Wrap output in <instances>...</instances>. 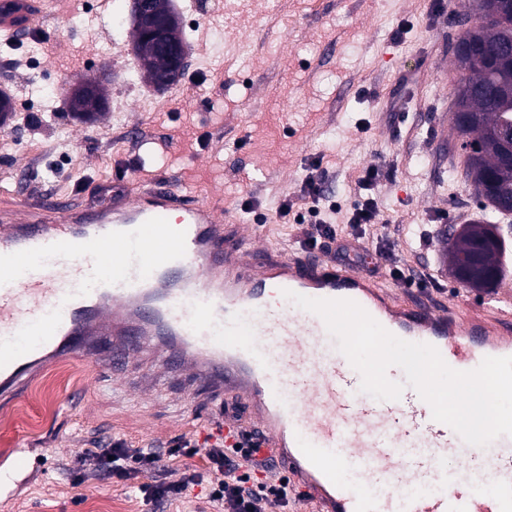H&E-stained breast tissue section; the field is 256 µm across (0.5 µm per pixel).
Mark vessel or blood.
Returning a JSON list of instances; mask_svg holds the SVG:
<instances>
[{"instance_id":"obj_1","label":"vessel or blood","mask_w":512,"mask_h":512,"mask_svg":"<svg viewBox=\"0 0 512 512\" xmlns=\"http://www.w3.org/2000/svg\"><path fill=\"white\" fill-rule=\"evenodd\" d=\"M54 0H0V39L21 40ZM224 200L165 178L86 207L20 199L0 206V401L16 399L47 365L99 367L147 355L233 396L225 444L247 432L273 471L316 512H512V437L485 449L435 421L404 383L400 399L361 392V377L322 319L271 291L348 299L398 338L438 349L453 369L512 356V322L489 308H449L425 295L399 300L362 270L309 251L245 249ZM32 463L19 448L0 469V495Z\"/></svg>"}]
</instances>
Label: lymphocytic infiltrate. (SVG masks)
<instances>
[{
  "label": "lymphocytic infiltrate",
  "mask_w": 512,
  "mask_h": 512,
  "mask_svg": "<svg viewBox=\"0 0 512 512\" xmlns=\"http://www.w3.org/2000/svg\"><path fill=\"white\" fill-rule=\"evenodd\" d=\"M379 178L377 169H366L356 180L358 201L345 213L343 224H335L322 217V209L336 211V204L328 203L324 192V173L320 161H311L303 179L297 199L309 201L306 213L295 212L296 200H283L277 214L298 226L297 244L304 250H322L338 260H348L358 255L365 239L379 238L384 234L376 223L379 212L378 200L373 190ZM258 443L252 436H245L235 447L227 448L222 443L198 445L191 441L177 444L169 451L155 448H133L127 440L115 439L88 449L97 466L94 472H80L72 482L81 485L89 479H112L122 484H131L133 491L143 503L156 508L186 498L188 492L200 484L199 471H192L177 482L162 479L165 456L200 457L207 469L222 472L223 480L209 491L211 501L220 504L224 512H268L272 500L289 506L293 496L288 491L287 478H260L265 462L256 455Z\"/></svg>",
  "instance_id": "1"
}]
</instances>
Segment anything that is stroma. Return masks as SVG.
Listing matches in <instances>:
<instances>
[{"label":"stroma","instance_id":"35a3bbf8","mask_svg":"<svg viewBox=\"0 0 512 512\" xmlns=\"http://www.w3.org/2000/svg\"><path fill=\"white\" fill-rule=\"evenodd\" d=\"M61 2L41 25L43 44H0V90L15 106L0 129V202L85 205L99 187L122 192L166 176L222 194L229 219L260 225L263 243L283 252L296 231L276 210L297 197L311 158H321L329 193L348 207L357 177L375 167L387 234L368 249L382 248L391 265H431L429 291L441 302L479 301L480 291L446 270L441 245L443 226L482 217L452 124L451 44L475 20L474 0H171L189 54L180 82L161 90L137 78L129 0H110L107 13L97 0ZM104 67L111 109L83 122L61 89ZM421 228L431 232L424 245ZM217 410L175 373L149 388L135 367L49 365L18 400L0 404V465L22 444L39 460L0 497V512H150L112 480L73 484V466L95 468L83 449L113 437L138 447L198 443L207 428L197 418Z\"/></svg>","mask_w":512,"mask_h":512}]
</instances>
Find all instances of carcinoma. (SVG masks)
Instances as JSON below:
<instances>
[{"label":"carcinoma","instance_id":"obj_1","mask_svg":"<svg viewBox=\"0 0 512 512\" xmlns=\"http://www.w3.org/2000/svg\"><path fill=\"white\" fill-rule=\"evenodd\" d=\"M478 10V23L465 29L452 43L455 51L465 44L475 45L479 58L484 61L481 66L460 70L457 91L467 89L466 107L473 113V119L467 125L456 121L454 126L467 174L475 170L481 175L494 174L493 188L485 193L477 192V198L482 208L498 214V197L512 194V162L500 144L487 137V131L512 121V70L493 67L491 63L512 46V0H478ZM138 59L142 62L140 77L145 81L167 66L165 59L153 54L147 44ZM69 101L73 114L94 121L106 111L109 96L102 88L94 95L75 92ZM489 224V220L470 223L469 234L444 250L451 273H456L469 261L474 241L484 235Z\"/></svg>","mask_w":512,"mask_h":512}]
</instances>
